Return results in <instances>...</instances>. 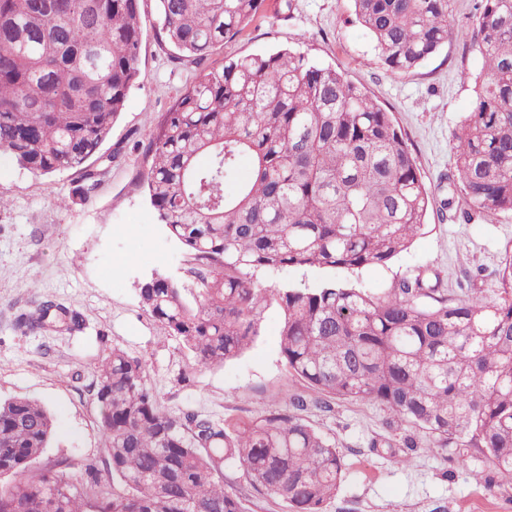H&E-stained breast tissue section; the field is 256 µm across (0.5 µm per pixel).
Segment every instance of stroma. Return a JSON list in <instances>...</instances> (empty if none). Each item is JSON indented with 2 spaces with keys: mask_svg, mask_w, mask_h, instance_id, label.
Masks as SVG:
<instances>
[{
  "mask_svg": "<svg viewBox=\"0 0 512 512\" xmlns=\"http://www.w3.org/2000/svg\"><path fill=\"white\" fill-rule=\"evenodd\" d=\"M140 12V75L110 139L91 160L107 169L92 196L72 200V172L40 175L0 156V197L10 202L0 210V401L34 399L54 416L50 446L37 463L41 469L63 459L75 465L104 459L95 388L99 362L115 346L145 363L148 387L176 415L258 417L304 389L279 352L278 305L266 309L259 336L241 357L200 367L140 302L142 282L155 274L193 285L188 258L157 223L143 177L163 114L203 68L285 48L340 68L392 113L438 208L448 196L452 137L472 108L471 76L482 64L471 39L476 0H450L452 39L402 76L377 61L368 34L352 20L350 0H264L259 17L217 47L203 68L178 59L160 39L155 0H141ZM64 197L70 200L65 207ZM455 211L451 220L430 216L428 229L387 265L333 275L288 268L267 281L312 288L332 276L379 295L400 277L433 269L449 293L494 294L503 259L512 252V213L472 216L461 198ZM45 300L76 310L82 329L57 324L35 333L18 330L17 318ZM304 417L347 463L324 512H512V488L475 480L447 454L429 451L425 432L395 429L379 406L336 400L331 411L311 409ZM224 478L246 498L247 512H290L278 498L256 491L242 467L226 466Z\"/></svg>",
  "mask_w": 512,
  "mask_h": 512,
  "instance_id": "1",
  "label": "stroma"
}]
</instances>
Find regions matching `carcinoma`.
I'll return each instance as SVG.
<instances>
[{
	"label": "carcinoma",
	"mask_w": 512,
	"mask_h": 512,
	"mask_svg": "<svg viewBox=\"0 0 512 512\" xmlns=\"http://www.w3.org/2000/svg\"><path fill=\"white\" fill-rule=\"evenodd\" d=\"M177 55L203 66L241 34L264 0H155ZM377 59L415 70L453 34L448 0H352ZM472 39L482 55L475 100L453 135L448 188L486 214L512 213V0H479ZM140 0H0V155L49 175L71 171L87 199L89 165L112 135L139 78ZM144 176L166 234L191 256L196 288L162 276L140 300L201 366L238 358L273 302L280 354L313 396L250 419L165 411L144 363L115 346L96 399L106 469L79 478L32 465L55 419L36 400L0 401V512H247L224 485L238 465L292 512H324L344 478L336 445L301 415L336 399L383 406L398 429L432 437L457 464L474 449L512 485V254L502 288L450 298L439 275L395 280L381 295L327 281L276 288L258 280L290 267L355 272L388 264L426 228L431 197L407 139L362 85L300 51L232 59L175 100L148 146ZM246 180L225 182L241 158ZM44 304L18 320L40 329Z\"/></svg>",
	"instance_id": "obj_1"
}]
</instances>
